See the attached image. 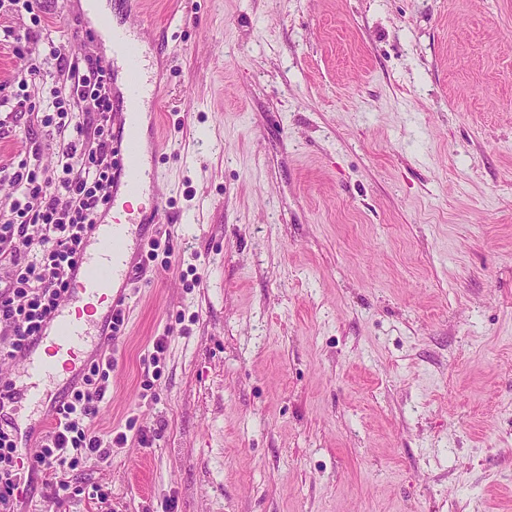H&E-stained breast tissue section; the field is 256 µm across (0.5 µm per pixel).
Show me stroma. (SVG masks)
<instances>
[{"instance_id":"stroma-1","label":"stroma","mask_w":512,"mask_h":512,"mask_svg":"<svg viewBox=\"0 0 512 512\" xmlns=\"http://www.w3.org/2000/svg\"><path fill=\"white\" fill-rule=\"evenodd\" d=\"M141 12L171 255L124 305L127 443L22 512H512V0Z\"/></svg>"}]
</instances>
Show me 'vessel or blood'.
<instances>
[{"mask_svg": "<svg viewBox=\"0 0 512 512\" xmlns=\"http://www.w3.org/2000/svg\"><path fill=\"white\" fill-rule=\"evenodd\" d=\"M103 27L115 49L108 67L125 75L121 105L112 116L114 142L124 157L111 189L110 206L116 214L96 216L80 253L72 286L44 325L52 359L43 357L39 345L23 349L17 361L28 383L16 395L0 396V424L8 422L13 426L25 462L33 457L39 433L55 423L56 400L50 395L51 388L62 381L76 383L86 365L112 345V315L128 298L139 274V255L129 245L131 234H156L166 212L165 201L160 197L147 214L134 211L128 202L144 184L159 180L158 170L140 168L138 157L145 138H152L158 148L163 145L162 138L156 130L144 135L136 122L140 105L157 108L158 85L149 76L138 46L125 31L108 21Z\"/></svg>", "mask_w": 512, "mask_h": 512, "instance_id": "vessel-or-blood-1", "label": "vessel or blood"}]
</instances>
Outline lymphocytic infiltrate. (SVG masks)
I'll return each mask as SVG.
<instances>
[{
    "label": "lymphocytic infiltrate",
    "mask_w": 512,
    "mask_h": 512,
    "mask_svg": "<svg viewBox=\"0 0 512 512\" xmlns=\"http://www.w3.org/2000/svg\"><path fill=\"white\" fill-rule=\"evenodd\" d=\"M36 0H0V15L26 11L28 28L0 27V45L28 64L16 72L18 86L39 87L37 101L0 91V109L40 113L42 143L0 166V182L18 193L0 225V358L12 359L41 336L47 317L66 295L71 273L94 217L110 202L118 163L113 147L110 72L100 56H62L35 13ZM88 122L77 119L78 112ZM57 157L43 162V145ZM111 353L94 360L56 407V425L41 436L31 463L9 425H0V512H18L36 472L58 473L112 461L113 445L98 428L100 406L112 387Z\"/></svg>",
    "instance_id": "1"
}]
</instances>
